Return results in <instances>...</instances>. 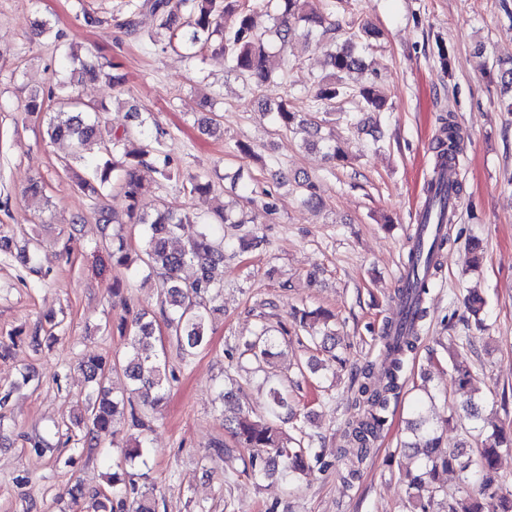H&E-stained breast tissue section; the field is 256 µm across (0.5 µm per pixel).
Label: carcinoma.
<instances>
[{"label":"carcinoma","mask_w":512,"mask_h":512,"mask_svg":"<svg viewBox=\"0 0 512 512\" xmlns=\"http://www.w3.org/2000/svg\"><path fill=\"white\" fill-rule=\"evenodd\" d=\"M149 10L159 21L158 31L148 36L149 42L157 46L162 36H167L166 46L196 54V50L209 51L224 58L230 72L240 78L248 90L262 87L273 72L274 52L264 35L258 30L257 18L264 14L273 20L274 36L280 42L279 61L282 69L294 68L288 61V44L302 31L305 41L313 36H324L331 31L332 23L314 0H127V17L123 23L126 33L139 36L137 18L141 11ZM375 36V31L362 25L352 32L347 44L327 53L328 73L314 82L310 112L292 111L286 101L277 104L273 119L281 128L300 127L307 134L306 144L325 151L332 161H343L344 150L336 141L321 133L315 119L317 114H329L336 102L351 99L356 102V128L380 141L381 114L387 111V97L374 75L358 85L347 82V75L362 69L363 59L357 46ZM72 80H103L115 89L127 83V74L118 62L96 65L81 60L71 69ZM23 111L44 115L46 133L53 140H71L76 150L73 160L85 162V146L91 142L99 144L100 156L90 167V179L81 182L83 189L99 195L98 187L110 184L119 176L118 186L128 201V216L139 224L140 255L144 279L154 281L160 296V317L175 337L178 345L188 355L205 347L208 343V322L213 301L221 293L222 285L212 275V269L224 262L227 254L246 252L257 246L258 237L245 234L236 238L218 235L224 228L239 229L245 224L257 223L258 215L271 214L277 204L269 193L252 198L249 203L255 214L236 215L222 207L209 218L201 220L200 231L192 238L182 240L180 230L190 221L186 211H178L160 202L151 215L137 213L138 197L143 181L157 175H171L170 161L162 152V138L167 131L155 129L149 136L144 127L126 131L120 137L105 138L98 121L91 116L103 108L85 103L69 83L59 89L50 86L39 93L34 92L23 105ZM464 135L453 115L440 118L439 134L434 146V173L440 174L459 163ZM301 189L302 203L315 207L319 204L318 186L307 178L297 182ZM211 183L204 175L195 174L186 178L184 190L188 195L205 194ZM459 182L449 185L441 181H430L426 189V200L421 209L422 224L451 223L455 205L459 198ZM449 241V232L436 235L429 248H424L421 235L410 237L411 247L406 265L411 270L426 269L424 277L414 276L396 289L400 315L411 319L407 330L398 325L399 315L388 317L383 326L385 333L383 355L388 360L381 369L368 365L363 370L364 382L358 389L355 404L362 413L345 425V437L350 447L357 449V462L364 463L372 453V446L380 437L387 423L386 411L393 398L399 394L404 383V372L410 356L421 340L423 322L428 316L427 299L432 279L441 269L443 250ZM112 260L118 266L128 265V247L123 236L112 235ZM191 264L196 267L194 278L180 276L181 269ZM467 310L479 326L487 317L486 300L472 294L467 298ZM332 315L320 310L302 311L294 315L295 327L307 334L310 343L321 350L336 347L334 330L329 327ZM156 319L141 314L131 330V354L120 363L126 378L143 395V404L154 407L164 398V383L160 356L154 340ZM278 341L261 330L253 339L244 343L248 353L258 367L270 363L277 352ZM88 381L101 386L114 366L101 358H92L80 364ZM288 391L272 383L268 389L265 416L255 419L252 412L237 406L235 416L229 420L228 431L235 447L249 451L248 467L257 478L278 474L287 483L295 481L297 475L312 469L320 454L313 447V440L306 437L301 428L296 433L286 432L281 427L282 415L288 412ZM462 410L472 422L473 429L483 436L481 447L474 457L459 451H441L443 429L433 419L425 416L421 404L413 408L409 422L410 437L401 444L402 451L415 460V465L405 471L407 512H430L439 496L448 495L447 485L440 475L456 471L466 487L465 495L448 500V512H512V490L496 482L501 451L512 448V432L490 422L483 415L482 406L469 398ZM129 414L132 425L144 427L134 403L124 397L109 396L99 389L97 396H87L80 418L72 421L78 427L90 426L95 431H110L117 417ZM125 479L112 473L108 488L98 489L89 495L92 512H114V507H124L121 499Z\"/></svg>","instance_id":"carcinoma-1"}]
</instances>
